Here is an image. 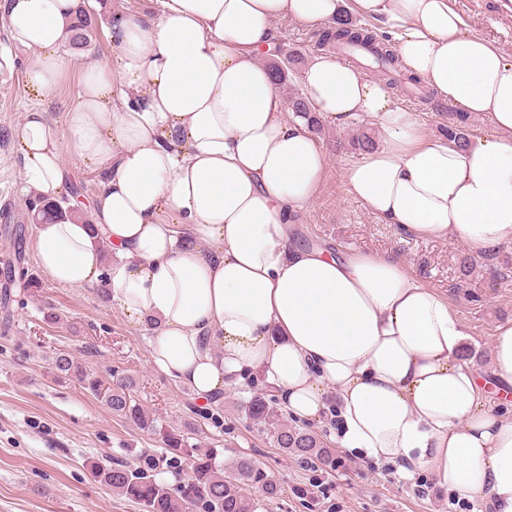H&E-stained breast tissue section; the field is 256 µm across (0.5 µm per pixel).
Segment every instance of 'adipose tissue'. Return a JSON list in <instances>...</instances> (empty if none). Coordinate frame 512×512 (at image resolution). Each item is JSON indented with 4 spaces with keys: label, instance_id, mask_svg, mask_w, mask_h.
<instances>
[{
    "label": "adipose tissue",
    "instance_id": "adipose-tissue-1",
    "mask_svg": "<svg viewBox=\"0 0 512 512\" xmlns=\"http://www.w3.org/2000/svg\"><path fill=\"white\" fill-rule=\"evenodd\" d=\"M349 6L491 131L461 149L426 135L384 83L316 55L302 73L316 112L340 126L362 115L382 134L346 166L348 195L407 236L458 239L477 256L512 244V60L469 35L448 0L117 10L107 58L85 67L60 128L38 102L68 64L60 50L79 2L0 0L8 40L31 54L25 91L37 101L10 132L24 190L67 212L38 226V264L61 285H104L150 330L152 368L199 405L262 378L288 415L334 426L346 452L512 512V321L481 369L448 297L399 257L298 240L295 217L327 160L258 53L275 48L283 21L315 28ZM69 153L97 176L91 201L67 192Z\"/></svg>",
    "mask_w": 512,
    "mask_h": 512
}]
</instances>
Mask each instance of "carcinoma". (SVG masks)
Instances as JSON below:
<instances>
[{"label":"carcinoma","instance_id":"obj_1","mask_svg":"<svg viewBox=\"0 0 512 512\" xmlns=\"http://www.w3.org/2000/svg\"><path fill=\"white\" fill-rule=\"evenodd\" d=\"M91 21L83 10H78L73 25L70 45L78 48L90 42ZM361 44L377 54L382 64L379 69L382 81L396 86L406 79H417L406 74L396 50L390 44L377 38L373 30L359 26L349 15L337 19L335 25L323 32L319 45L327 49H339L342 45ZM291 118L303 121L309 131L318 133L323 121L305 98L294 94L288 100ZM465 114H448L445 136L450 142L462 148L468 142V130L464 125ZM31 220H52L62 215L58 204H43L37 200L28 202ZM54 368L58 376L82 375L84 387L103 400L119 417L131 420L145 429L162 435L165 449L173 460L186 459L187 472L175 478L172 484L156 478L154 470L159 462L148 459L144 466H131L126 462L93 465V478L109 485L112 490L130 501L144 507V512H258L261 500L246 493L256 488L263 498L278 497L280 488L266 472L249 456H240L226 470L216 464L217 450L199 448L190 442L187 432L169 430L157 425L133 394V380L126 375L116 382H105L83 373L78 362L68 353L55 357ZM250 417L256 424L268 430L273 442L285 454H291L302 461H311L324 470L334 471L339 461L336 453L319 439L318 435L306 428L288 425L276 400L257 396L249 402Z\"/></svg>","mask_w":512,"mask_h":512}]
</instances>
